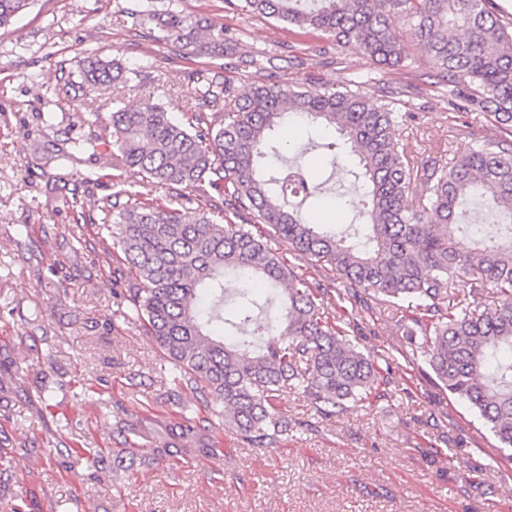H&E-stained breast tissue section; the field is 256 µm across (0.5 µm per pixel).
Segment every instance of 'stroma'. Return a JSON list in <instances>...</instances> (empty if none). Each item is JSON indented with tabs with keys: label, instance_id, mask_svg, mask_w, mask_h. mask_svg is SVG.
I'll use <instances>...</instances> for the list:
<instances>
[{
	"label": "stroma",
	"instance_id": "35a3bbf8",
	"mask_svg": "<svg viewBox=\"0 0 512 512\" xmlns=\"http://www.w3.org/2000/svg\"><path fill=\"white\" fill-rule=\"evenodd\" d=\"M143 0H33L0 27V512H512V463L465 404L434 374L389 377L373 405L348 404L320 419L297 390L275 402L288 429L276 447L255 450L234 431L205 428L190 391L175 390L161 351L133 317L121 318L97 227L74 223L68 208L87 171L89 208L112 192L108 156L56 159L68 138L103 133L110 113L150 100L167 111L191 105L197 71H225L238 94L256 77L224 59H187L158 25L133 27ZM186 15L223 24L237 40L227 53L277 55L281 82L332 88L372 72L374 95L395 98L408 115L393 129L415 161L452 165L465 144L502 137L487 113L454 111L429 56L412 44L405 67L369 68L330 35L254 15L225 0H178ZM118 57L126 81L75 95L85 56ZM53 113L52 122L43 114ZM288 141L323 181V199L302 207L310 224H347L353 180L310 147L304 123ZM360 348L397 353L406 340L399 311L373 293L355 306ZM53 387L52 399L38 388ZM102 389L90 401L84 386ZM103 461L72 453L75 443Z\"/></svg>",
	"mask_w": 512,
	"mask_h": 512
}]
</instances>
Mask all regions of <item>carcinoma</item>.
I'll list each match as a JSON object with an SVG mask.
<instances>
[{
  "instance_id": "1",
  "label": "carcinoma",
  "mask_w": 512,
  "mask_h": 512,
  "mask_svg": "<svg viewBox=\"0 0 512 512\" xmlns=\"http://www.w3.org/2000/svg\"><path fill=\"white\" fill-rule=\"evenodd\" d=\"M31 2L0 0V27ZM245 2L264 17L326 32L369 63L390 66L407 56L393 25L402 16L436 77L465 88L475 109L512 130V23L497 18L492 0ZM131 18L136 26L155 22L184 55L224 56V27L184 15L173 0H147ZM268 62L264 54L240 60L258 76L242 97L227 77L199 75L188 90L198 109L176 117L149 101L121 107L109 116V138H70L68 150L57 154L109 151L113 168L140 177L103 197L95 215L78 193L70 201L75 221L108 232L132 275L120 315L131 312L143 323L174 384L223 397L222 425L250 448H272L287 431L273 400L288 386L328 420L349 401L381 397L384 370L413 377L425 365L512 461V141L469 146L449 168L415 164L393 140L391 128L402 117L394 101H373L360 77L339 89L282 84ZM125 72L116 58L88 57L74 90L104 88ZM220 101L223 112L206 111ZM291 118L342 136L332 163L363 191V223L342 232L307 224L288 208L289 174L313 180L300 167L271 175L269 159L286 157L279 132ZM204 182L224 192L219 220L201 199L190 219L155 195ZM418 186L422 203L413 210L408 197ZM475 192L507 218L463 223L459 208ZM462 232L474 239L467 252L455 247ZM290 255L327 263L349 287L329 294ZM463 279L470 288L460 289L459 300L453 284ZM360 288L405 311L398 322L410 351L402 358L366 353L350 339L359 327L344 303L359 301ZM488 288L497 301L484 306Z\"/></svg>"
}]
</instances>
